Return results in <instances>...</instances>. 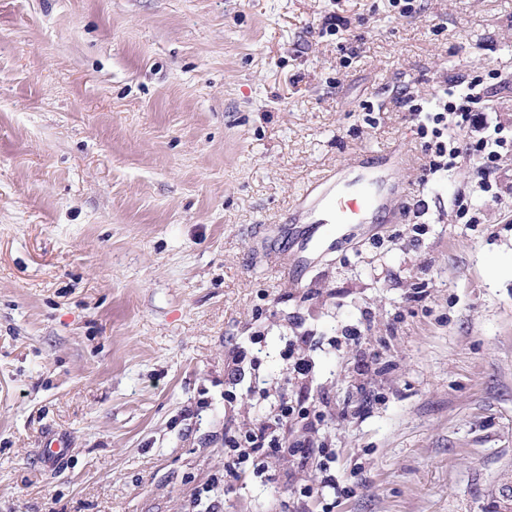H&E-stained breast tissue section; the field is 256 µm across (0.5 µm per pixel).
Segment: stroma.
Here are the masks:
<instances>
[{"label": "stroma", "mask_w": 512, "mask_h": 512, "mask_svg": "<svg viewBox=\"0 0 512 512\" xmlns=\"http://www.w3.org/2000/svg\"><path fill=\"white\" fill-rule=\"evenodd\" d=\"M486 69L510 130L512 0L412 18L389 0H0V512H192L225 436L295 392L325 416L291 440L335 449L355 487L332 512H499L512 152L494 201L469 159L425 179L394 100ZM394 145L411 157L401 220L346 225L283 272L306 185ZM463 190L479 223L456 215ZM356 331L379 354L365 375ZM319 485L284 458L218 512H322L300 494Z\"/></svg>", "instance_id": "1"}]
</instances>
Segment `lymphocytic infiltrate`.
I'll list each match as a JSON object with an SVG mask.
<instances>
[{
  "mask_svg": "<svg viewBox=\"0 0 512 512\" xmlns=\"http://www.w3.org/2000/svg\"><path fill=\"white\" fill-rule=\"evenodd\" d=\"M496 70L487 75L470 73L451 76L430 98H415L398 89L395 101L405 108L417 124L420 147L426 156L429 174L447 173L456 168L460 158L477 163L478 184L489 198H497L498 187L490 180L502 151L512 148V139L503 134L501 126L481 120L483 103L498 79ZM296 408L292 399H282L277 410L264 423L224 443L228 458V475L246 472L264 474L272 461L292 457L299 466H315L326 470L336 459V451L318 443L292 445L288 442V421Z\"/></svg>",
  "mask_w": 512,
  "mask_h": 512,
  "instance_id": "lymphocytic-infiltrate-1",
  "label": "lymphocytic infiltrate"
}]
</instances>
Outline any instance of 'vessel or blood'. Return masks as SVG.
<instances>
[{"label":"vessel or blood","mask_w":512,"mask_h":512,"mask_svg":"<svg viewBox=\"0 0 512 512\" xmlns=\"http://www.w3.org/2000/svg\"><path fill=\"white\" fill-rule=\"evenodd\" d=\"M407 162V153L400 149L377 155L358 153L347 161V175L316 178L299 210L307 223L301 248L338 233L344 224H372L379 218L387 223L397 221L395 200L402 188L390 180L389 173Z\"/></svg>","instance_id":"b4317fda"}]
</instances>
